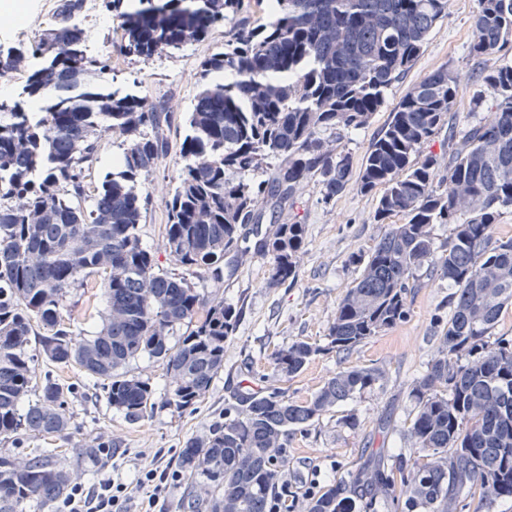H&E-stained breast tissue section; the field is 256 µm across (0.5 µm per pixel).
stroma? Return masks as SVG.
Instances as JSON below:
<instances>
[{
	"label": "stroma",
	"mask_w": 512,
	"mask_h": 512,
	"mask_svg": "<svg viewBox=\"0 0 512 512\" xmlns=\"http://www.w3.org/2000/svg\"><path fill=\"white\" fill-rule=\"evenodd\" d=\"M128 5V0H120L116 10L103 14L101 21L89 22L84 28L85 48L92 56L111 54L114 89L146 95L167 109L161 134L168 151L142 186L149 204L140 224L143 246L166 269L170 262L163 251L164 200L177 182L180 147L188 110L199 89L201 63L223 48L224 29L214 27L204 41L143 63L116 49L122 39L120 15ZM476 9L477 0H449L447 17L434 27L402 82L388 91L384 104L364 127L342 132L340 144L353 162H361L407 90L439 67H448L458 77L454 123L462 128L472 121L477 63L469 54V43ZM376 203L375 196L361 195L352 185L327 200L318 183H309L284 210L285 216L305 226V245L294 281L270 285L268 259L250 254L225 273L223 283H207L208 292L242 306L243 315L235 335L224 344L223 371L194 410L180 414L159 406L152 415L130 424L108 407L95 380L77 367L54 366L52 376L74 388L67 405L71 416L67 434L53 439L25 437L0 449L23 462L43 450H57V461L72 480L89 490L111 479L124 482L129 498L121 512H143L145 493L136 485L140 471L154 466L177 471L185 440L208 434L223 422L224 409L238 391L280 388L300 403L351 366L375 369L379 378L313 425L292 430L288 467L280 480L289 512H305L313 496L330 484L349 480L359 462L379 449L411 448L408 430L416 413L412 388L425 364L437 356L439 336L453 312L452 290L446 280L438 278L433 262L424 263L418 288L407 296L406 319L352 350L339 352L329 346L328 332L337 306L359 274L354 259L368 254L387 230L374 219ZM65 304L79 331L88 335L99 331L106 310L103 293L74 287ZM300 338L316 344L320 351L300 374L281 378L269 357ZM89 446L109 448V461L80 457V449Z\"/></svg>",
	"instance_id": "1"
}]
</instances>
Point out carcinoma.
I'll return each mask as SVG.
<instances>
[{
	"label": "carcinoma",
	"mask_w": 512,
	"mask_h": 512,
	"mask_svg": "<svg viewBox=\"0 0 512 512\" xmlns=\"http://www.w3.org/2000/svg\"><path fill=\"white\" fill-rule=\"evenodd\" d=\"M264 2L138 0L122 15L119 51L144 61L226 27L224 49L203 62L177 186L165 200L164 249L178 273L159 267L139 227L149 202L141 181L166 150L165 113L145 96L110 90L111 56H87L73 22L85 0H57L52 23L28 44H0V77L41 60L22 92L0 102V444L69 429L73 388L47 371L38 378L41 361L101 380L107 404L136 423L156 406L149 380L127 370L146 354L171 378L162 405L193 408L224 370V343L242 310L191 278L220 283L224 256L254 252L269 260L270 284L295 279L305 229L280 220L282 210L311 181L327 200L353 182L362 195L378 194V223L399 215L404 223L363 258L329 328L331 347L348 352L402 321L416 271L434 257L455 289L454 311L413 387L409 454L391 464L372 456L350 482L311 498L307 512H375L380 500L409 512H456L462 503L489 512L499 491L512 496V343L491 339L512 305V238L495 235L512 208V65L487 66L512 42V0H477L473 19L474 106L492 100L490 115L455 129L457 79L441 67L405 93L357 168L340 131L368 123L447 17L448 0H276L273 15ZM217 71L235 79L208 81ZM267 72L288 81L266 82ZM32 97L38 120L24 109ZM444 127L448 142L460 140L446 163L424 152ZM109 132L125 137L122 158L92 189L86 178ZM262 202L276 229L243 248L241 230L265 219ZM437 224L452 225L441 242ZM91 281L107 309L85 338L63 316L64 298ZM319 351L298 339L272 353L273 369L292 378ZM376 379L372 368L351 367L304 403L277 389L241 392L224 423L186 440L180 474L210 492L207 512H268L288 467V433ZM68 486L67 471L43 454L24 464L0 454V512H43Z\"/></svg>",
	"instance_id": "carcinoma-1"
}]
</instances>
